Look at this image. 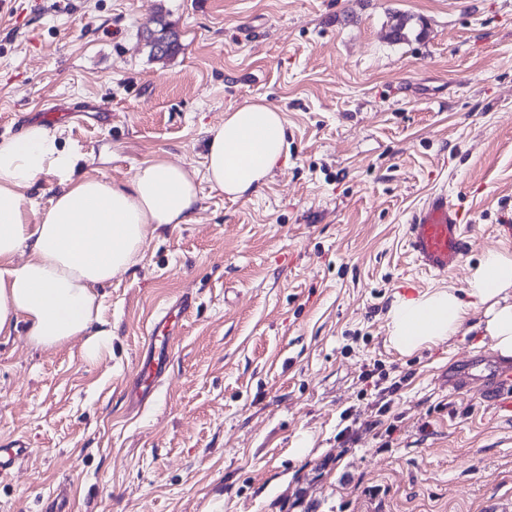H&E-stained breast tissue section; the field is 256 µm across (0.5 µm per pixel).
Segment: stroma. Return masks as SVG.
Segmentation results:
<instances>
[{
	"mask_svg": "<svg viewBox=\"0 0 512 512\" xmlns=\"http://www.w3.org/2000/svg\"><path fill=\"white\" fill-rule=\"evenodd\" d=\"M159 13L180 43L164 60L142 38ZM256 101L283 113L286 153L239 199L199 179L193 222L148 236L98 287L112 341L97 360L79 338L31 349L22 323L0 335V440L32 450L0 483V512L61 493L72 512L512 507V413L448 389L460 356L499 358L479 318L409 356L386 320L396 297L465 287L484 253L512 254V0L0 7V139L43 123L81 154L78 175L125 182L155 157L199 174L208 130ZM440 190L471 231L439 278L406 233ZM185 292L172 371L132 408L148 328ZM375 362L401 384L377 428L358 379Z\"/></svg>",
	"mask_w": 512,
	"mask_h": 512,
	"instance_id": "35a3bbf8",
	"label": "stroma"
}]
</instances>
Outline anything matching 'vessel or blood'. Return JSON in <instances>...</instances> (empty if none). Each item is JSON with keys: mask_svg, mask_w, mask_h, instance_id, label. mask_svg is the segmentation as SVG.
Wrapping results in <instances>:
<instances>
[{"mask_svg": "<svg viewBox=\"0 0 512 512\" xmlns=\"http://www.w3.org/2000/svg\"><path fill=\"white\" fill-rule=\"evenodd\" d=\"M408 244L419 266L434 276L454 271L469 250L468 225L460 208L448 200L445 192L431 193L413 212L407 229ZM194 306L192 296L184 295L155 318L152 339L141 359V369L131 383L130 395L136 408L153 400L159 383L168 374L172 350L181 331V317ZM448 386L459 393H477L480 399L496 402L512 412V364L500 363L482 369L479 361H462L459 373L449 376ZM23 439L15 438L0 445V483L30 455Z\"/></svg>", "mask_w": 512, "mask_h": 512, "instance_id": "b4317fda", "label": "vessel or blood"}]
</instances>
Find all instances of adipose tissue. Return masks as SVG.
<instances>
[{
    "mask_svg": "<svg viewBox=\"0 0 512 512\" xmlns=\"http://www.w3.org/2000/svg\"><path fill=\"white\" fill-rule=\"evenodd\" d=\"M287 146L281 112L260 102L238 107L209 132L204 177L242 198L260 189ZM79 161L40 123L0 141V335L25 323L34 349L81 336L92 358L112 339L97 287L132 267L149 235L192 223L199 196L195 176L160 157L141 162L126 183L76 177ZM50 173L63 188L40 211L27 192ZM478 313L492 349L512 357V255L487 252L464 291L396 298L386 314L388 339L410 354L457 336Z\"/></svg>",
    "mask_w": 512,
    "mask_h": 512,
    "instance_id": "1",
    "label": "adipose tissue"
}]
</instances>
